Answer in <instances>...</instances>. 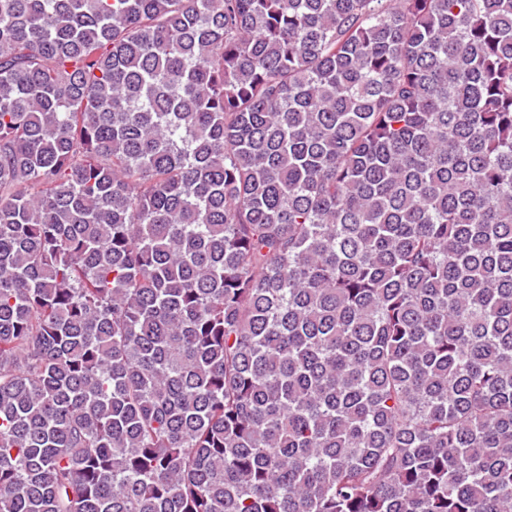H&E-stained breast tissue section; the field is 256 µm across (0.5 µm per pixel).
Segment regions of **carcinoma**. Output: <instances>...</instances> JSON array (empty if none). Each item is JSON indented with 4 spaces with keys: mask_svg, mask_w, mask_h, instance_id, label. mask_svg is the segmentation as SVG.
Here are the masks:
<instances>
[{
    "mask_svg": "<svg viewBox=\"0 0 512 512\" xmlns=\"http://www.w3.org/2000/svg\"><path fill=\"white\" fill-rule=\"evenodd\" d=\"M0 512H512V0H0Z\"/></svg>",
    "mask_w": 512,
    "mask_h": 512,
    "instance_id": "carcinoma-1",
    "label": "carcinoma"
}]
</instances>
